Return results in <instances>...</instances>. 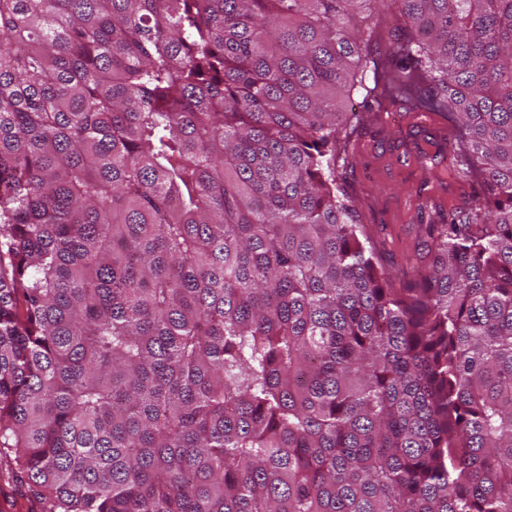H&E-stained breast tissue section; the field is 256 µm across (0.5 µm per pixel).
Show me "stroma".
<instances>
[{
  "label": "stroma",
  "mask_w": 512,
  "mask_h": 512,
  "mask_svg": "<svg viewBox=\"0 0 512 512\" xmlns=\"http://www.w3.org/2000/svg\"><path fill=\"white\" fill-rule=\"evenodd\" d=\"M365 83L347 102L355 132L348 145L350 163L339 176L357 203L378 259L397 281L420 280L430 271L419 256L423 224L470 206L477 185L453 171L445 118L376 103L365 92L373 78Z\"/></svg>",
  "instance_id": "obj_1"
}]
</instances>
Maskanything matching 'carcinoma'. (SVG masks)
<instances>
[{"mask_svg": "<svg viewBox=\"0 0 512 512\" xmlns=\"http://www.w3.org/2000/svg\"><path fill=\"white\" fill-rule=\"evenodd\" d=\"M366 68L481 188L420 281L338 179ZM2 462L41 512H512V0H0ZM377 28L380 31L378 44L374 47L377 57H385L390 54L394 43V33L397 25L396 18L390 12H381L375 16Z\"/></svg>", "mask_w": 512, "mask_h": 512, "instance_id": "cac0c4a2", "label": "carcinoma"}]
</instances>
